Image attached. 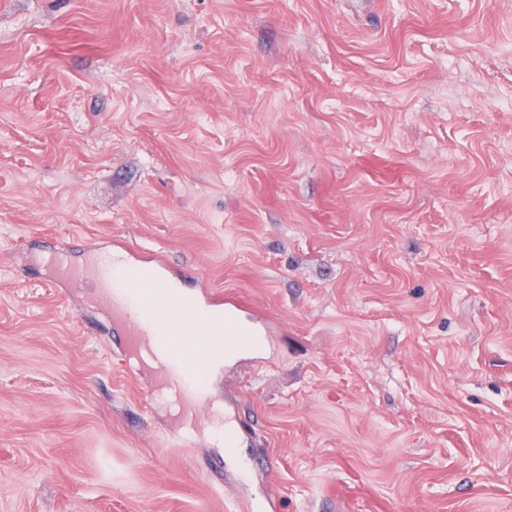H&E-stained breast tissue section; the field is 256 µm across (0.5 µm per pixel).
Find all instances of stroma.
Listing matches in <instances>:
<instances>
[{
  "instance_id": "obj_1",
  "label": "stroma",
  "mask_w": 512,
  "mask_h": 512,
  "mask_svg": "<svg viewBox=\"0 0 512 512\" xmlns=\"http://www.w3.org/2000/svg\"><path fill=\"white\" fill-rule=\"evenodd\" d=\"M510 101L512 0H0V512H512ZM120 240L274 320L185 446Z\"/></svg>"
}]
</instances>
